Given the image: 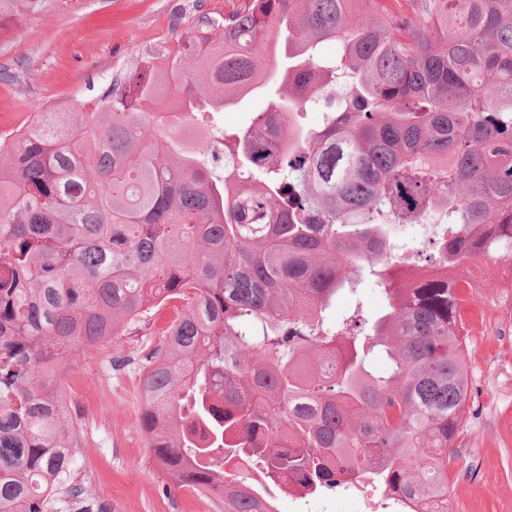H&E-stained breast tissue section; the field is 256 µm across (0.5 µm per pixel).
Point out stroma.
I'll return each mask as SVG.
<instances>
[{
  "mask_svg": "<svg viewBox=\"0 0 512 512\" xmlns=\"http://www.w3.org/2000/svg\"><path fill=\"white\" fill-rule=\"evenodd\" d=\"M238 0H55L40 14L0 21V137L26 126L40 107L67 111L95 98L114 74L148 52L168 47L205 15L233 11ZM268 105L253 92L221 112L207 128L247 127ZM462 320L467 335L469 403L454 440L465 458L448 480L453 512H512V259L467 262ZM176 303L132 326L106 347L70 361L60 383L81 421L71 483L49 512H224L220 501L176 487L156 468L141 428L138 384L146 360L164 342ZM276 512H360L334 492L308 500L272 490Z\"/></svg>",
  "mask_w": 512,
  "mask_h": 512,
  "instance_id": "1",
  "label": "stroma"
}]
</instances>
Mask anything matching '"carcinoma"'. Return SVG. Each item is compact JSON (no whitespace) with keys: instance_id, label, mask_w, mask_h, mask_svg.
Segmentation results:
<instances>
[{"instance_id":"1","label":"carcinoma","mask_w":512,"mask_h":512,"mask_svg":"<svg viewBox=\"0 0 512 512\" xmlns=\"http://www.w3.org/2000/svg\"><path fill=\"white\" fill-rule=\"evenodd\" d=\"M390 2L239 0L0 139V512H46L71 474L59 361L170 300L140 397L177 486L224 512H275L270 484L449 502L468 381L448 270L512 256V0ZM276 40L288 67L252 124L278 137L185 145L181 116L260 88ZM309 107L322 129L293 121ZM219 142L222 177L200 160ZM366 271L385 307L332 321Z\"/></svg>"}]
</instances>
